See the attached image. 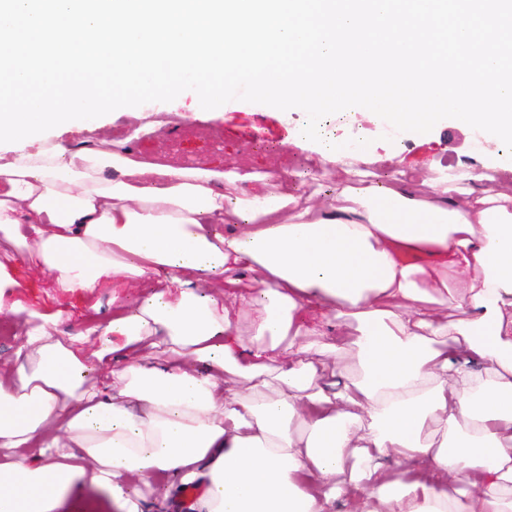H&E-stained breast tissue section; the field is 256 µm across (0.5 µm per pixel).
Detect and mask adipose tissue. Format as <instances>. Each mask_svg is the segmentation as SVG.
<instances>
[{
    "instance_id": "ef3b65f1",
    "label": "adipose tissue",
    "mask_w": 512,
    "mask_h": 512,
    "mask_svg": "<svg viewBox=\"0 0 512 512\" xmlns=\"http://www.w3.org/2000/svg\"><path fill=\"white\" fill-rule=\"evenodd\" d=\"M316 155L328 202L297 169L139 161L102 135L0 151V243L63 291L120 290L67 340L0 298L23 334L0 512H133L160 479L200 512H512V163L421 193L344 142ZM450 292L466 315L440 312ZM345 348L348 382L323 360ZM115 352L137 360L101 388Z\"/></svg>"
}]
</instances>
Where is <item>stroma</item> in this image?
<instances>
[{"instance_id":"1","label":"stroma","mask_w":512,"mask_h":512,"mask_svg":"<svg viewBox=\"0 0 512 512\" xmlns=\"http://www.w3.org/2000/svg\"><path fill=\"white\" fill-rule=\"evenodd\" d=\"M156 118L161 129L137 139L133 146L137 158L176 167H206L223 164L229 157L254 170L299 169L305 163L304 152L286 142L288 132L302 130L307 122L306 113L298 108L282 111L256 103L212 120L187 118L179 109L157 113ZM319 128L341 141L359 142L377 155H399L420 162L425 175L432 178L447 167L474 171L512 161V153L503 143L485 141L448 119L423 135L398 133L385 124L363 127L358 118L342 115L324 117ZM263 143L276 145V153L259 152ZM11 276L16 282L13 298L23 300L30 310L57 318L59 336H77L86 330L88 321L100 324L112 314L111 288L99 289V304L94 307L75 294L48 287L27 265H16Z\"/></svg>"}]
</instances>
